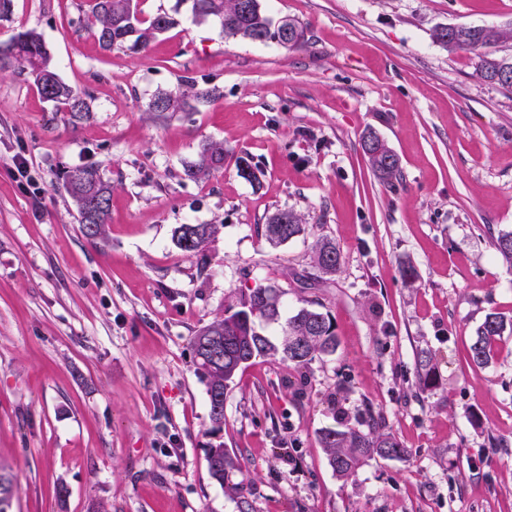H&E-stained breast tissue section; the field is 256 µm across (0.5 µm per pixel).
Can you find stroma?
<instances>
[{
  "instance_id": "stroma-1",
  "label": "stroma",
  "mask_w": 512,
  "mask_h": 512,
  "mask_svg": "<svg viewBox=\"0 0 512 512\" xmlns=\"http://www.w3.org/2000/svg\"><path fill=\"white\" fill-rule=\"evenodd\" d=\"M81 3L12 0L0 21L2 41L37 29L92 107L77 121L0 77V468L18 486L13 512H239L209 475L213 442L238 458L229 480L251 512H512V335L490 365L469 359L487 312L512 318V268L493 247L512 230V95L431 37L440 24L510 27L512 0H262L308 27L299 49L224 36L185 10L139 54L78 35ZM188 81L214 101L148 111ZM370 130L400 161L395 186L367 163ZM208 139L224 143L223 170L186 177ZM239 156L258 183L238 176ZM86 165L112 184L97 244L63 187ZM285 209L304 231L270 246L262 229ZM182 224L218 225L204 255L175 247ZM320 238L342 265L307 288ZM269 285L284 316L322 304L338 348L306 372L256 359L213 430L191 343ZM419 349L438 374L424 392ZM369 407L410 455L341 479L319 433L337 409Z\"/></svg>"
}]
</instances>
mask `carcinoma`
<instances>
[{
	"instance_id": "carcinoma-1",
	"label": "carcinoma",
	"mask_w": 512,
	"mask_h": 512,
	"mask_svg": "<svg viewBox=\"0 0 512 512\" xmlns=\"http://www.w3.org/2000/svg\"><path fill=\"white\" fill-rule=\"evenodd\" d=\"M244 0H175L170 10L159 9L145 18L138 9L137 0H85L84 29L110 52L115 49L133 53L146 49L159 35L178 24L177 15L187 4L199 22L219 21L224 34L251 41H275L286 48L303 47L308 43L307 30L300 22L285 17L290 35L282 39V28L266 14L261 0H251L253 6L243 7ZM434 42L451 52L476 55L477 78L490 84L486 72L496 67L512 70V53H499V46L512 41V29L496 26L472 25L457 37L442 41L438 28L432 29ZM23 76L38 90L41 97L51 103L57 112H68L83 118L90 112L86 97L67 85L53 66L43 37L34 29L20 32L5 42H0V75ZM211 100L208 90L189 84V89L177 93H161L148 104L150 112H181L204 105ZM363 152L372 172L381 180L391 183L401 176L399 162L386 163L385 152L362 142ZM226 155L224 142L205 140L198 148L196 158L187 166L186 174L193 179H205L224 169ZM238 174L245 180L257 183L259 175L248 158H236ZM64 187L75 206L78 216L92 201H98L93 224L100 226L94 232L84 221H79L84 237L90 241L106 236L112 201V184L105 180L95 166L75 167L67 172ZM288 235L271 230L267 223L263 236L272 245L285 243L304 231L301 218L289 212ZM218 232L216 224H182L174 230L173 241L184 252L201 253ZM494 246L501 258L512 268V231L502 232L494 239ZM341 265L340 250L327 239L314 245L313 267L322 274H334ZM283 292L275 286L257 288L242 297L237 309H227L224 317L202 327L193 338V351L198 371L206 383L210 420L216 427L224 423V390L234 382L239 372L257 358H278L297 369H307L322 355L336 352L338 341L330 315L318 309L303 307L288 317L281 336L273 341L260 332L263 323L280 320ZM512 330V319L506 320L498 312H489L475 331L470 346V360L479 367L489 365L497 355L498 342L506 329ZM215 338H210V335ZM415 370L420 390L436 384L437 373L429 351H416ZM319 443L325 448L330 467L336 475L349 479L367 460L379 457L403 460L409 450L386 430L384 415L371 408L354 418L343 428L327 427L319 434ZM206 459L210 476L224 483L229 474L240 469L238 459L224 444L207 449Z\"/></svg>"
}]
</instances>
